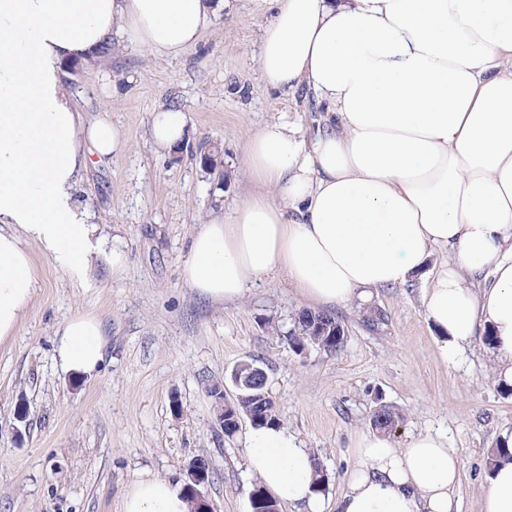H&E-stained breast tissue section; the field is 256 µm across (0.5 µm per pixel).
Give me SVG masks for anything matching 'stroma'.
Returning <instances> with one entry per match:
<instances>
[{"instance_id": "stroma-1", "label": "stroma", "mask_w": 512, "mask_h": 512, "mask_svg": "<svg viewBox=\"0 0 512 512\" xmlns=\"http://www.w3.org/2000/svg\"><path fill=\"white\" fill-rule=\"evenodd\" d=\"M267 19L259 0H230L178 58L116 42L94 66L66 69L82 122L108 118L128 147L93 160L75 190L102 240L87 275L25 243L39 282L15 336L0 343V512H119L138 478L182 483L199 458L210 466L203 492L216 512H251V425L226 437L205 385L219 380L235 395L231 373L252 359L267 374L281 426L321 460L327 505L346 488L356 435L370 431L373 411L385 405L404 416L391 434L397 445L430 433L458 450L457 512H481L487 453L512 432V395L498 388L482 336L454 363L439 356L423 298L445 251L433 250L425 273L376 291L369 305L334 307L347 329L334 352L289 347L293 318L310 303L283 276L224 302L182 278L201 224L261 191L245 164L251 136L283 114L307 139L319 125L310 92L282 93L260 72ZM170 105L187 124L180 146L165 150L149 129L153 112ZM210 140L220 143L223 164L209 174L200 148ZM373 307L386 315L375 328L366 322ZM78 313L97 315L106 331L102 365L86 378L63 373L54 349L56 331Z\"/></svg>"}]
</instances>
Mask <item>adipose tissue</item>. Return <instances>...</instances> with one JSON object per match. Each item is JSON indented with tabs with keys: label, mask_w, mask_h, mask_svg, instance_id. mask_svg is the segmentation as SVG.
<instances>
[{
	"label": "adipose tissue",
	"mask_w": 512,
	"mask_h": 512,
	"mask_svg": "<svg viewBox=\"0 0 512 512\" xmlns=\"http://www.w3.org/2000/svg\"><path fill=\"white\" fill-rule=\"evenodd\" d=\"M259 67L272 86L307 87L325 129L304 144L287 120L250 140L247 165L268 192L192 236L185 282L219 301L284 274L333 307L408 282L433 249L452 254L423 304L455 361L478 327L495 338L496 380L512 385V0H265ZM218 0H0V342L15 335L38 284L24 240L83 276L98 248L75 187L93 146L123 152L108 121L85 125L61 79L120 40L173 59L194 46ZM105 332L93 314L58 333L61 368L94 374ZM247 465L280 502L325 512L311 454L282 427L252 429ZM336 512H453L456 449L420 434L353 444ZM482 512H512V458H499ZM179 485L137 479L120 512H190Z\"/></svg>",
	"instance_id": "obj_1"
}]
</instances>
